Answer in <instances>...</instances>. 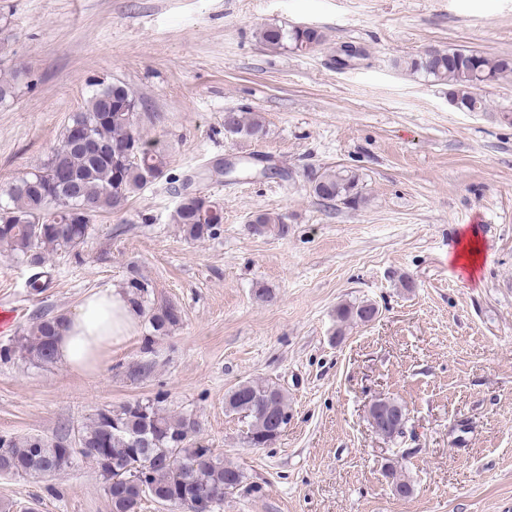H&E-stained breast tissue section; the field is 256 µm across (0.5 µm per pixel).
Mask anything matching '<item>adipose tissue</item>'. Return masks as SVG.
I'll return each instance as SVG.
<instances>
[{
  "mask_svg": "<svg viewBox=\"0 0 512 512\" xmlns=\"http://www.w3.org/2000/svg\"><path fill=\"white\" fill-rule=\"evenodd\" d=\"M141 321L139 310L123 288L93 293L65 317L56 343V359L79 373L97 371L103 368L112 346L134 335Z\"/></svg>",
  "mask_w": 512,
  "mask_h": 512,
  "instance_id": "1",
  "label": "adipose tissue"
}]
</instances>
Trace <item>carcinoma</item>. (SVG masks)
<instances>
[{
    "label": "carcinoma",
    "instance_id": "obj_1",
    "mask_svg": "<svg viewBox=\"0 0 512 512\" xmlns=\"http://www.w3.org/2000/svg\"><path fill=\"white\" fill-rule=\"evenodd\" d=\"M259 36L271 49L305 52L324 42V34L314 28L277 25L263 27ZM414 74L445 81L450 86V101L458 109L482 112L484 102L476 90L512 74V58L490 57L461 49H441L431 60L421 55L403 61ZM129 90L118 84L103 85L89 98L84 111L74 114L69 125L87 129L88 141L73 144L68 137L51 152V157L34 172L15 180L0 201V248L14 253L35 270L30 288H42V268L50 255L58 251L79 250L91 236L95 218L117 208L133 194L162 178L168 167L163 151L143 140L140 116L114 112L102 120L109 102L120 101ZM233 125L224 132L236 137L259 139L266 134L265 118L259 112L224 113ZM131 138L141 141L139 159L116 164L110 156L113 145ZM358 176L347 170L326 169L311 178V191L322 201L359 205ZM84 202L94 209L83 216L78 207ZM223 206L201 196H179L173 214L185 239L201 241L220 234L221 225L213 223V213ZM249 228L256 235L272 229L288 235V224L279 214L257 212ZM131 303L147 321L155 336L168 334L181 322V311L168 303L148 305L149 282L131 271L125 283ZM378 313L370 301L342 303L336 307V334L343 327L364 324ZM64 316L39 317L21 331L14 346L0 349V359L15 355L40 364L55 362V343ZM225 410L245 420L246 444L266 447L275 441L272 415L290 418L288 395L275 383L247 381L236 385L224 398ZM197 421L187 416H171L159 406V399L144 402V408L127 404L118 409H101L79 431V454L91 462L103 479V490L112 512H142L143 504L154 501L178 512H192L196 497H224V489L243 488V471L224 463L211 448L199 445ZM172 457L173 465H145L143 456ZM66 445L40 435L0 436V474L24 477L60 472L72 464Z\"/></svg>",
    "mask_w": 512,
    "mask_h": 512
}]
</instances>
